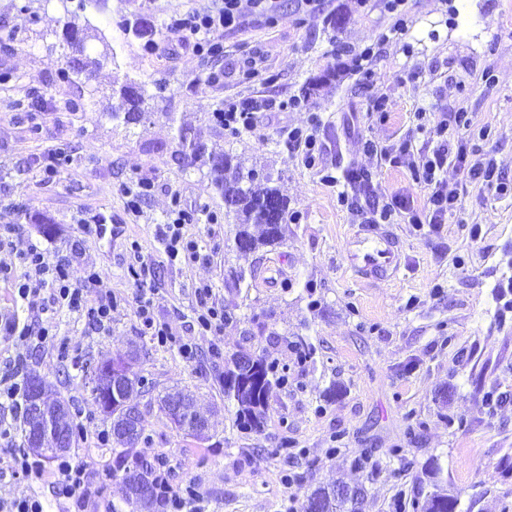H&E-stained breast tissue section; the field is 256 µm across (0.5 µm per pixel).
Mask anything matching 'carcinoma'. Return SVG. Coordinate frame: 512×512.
<instances>
[{
  "label": "carcinoma",
  "instance_id": "cac0c4a2",
  "mask_svg": "<svg viewBox=\"0 0 512 512\" xmlns=\"http://www.w3.org/2000/svg\"><path fill=\"white\" fill-rule=\"evenodd\" d=\"M116 27L125 35L131 32L142 39V49L146 52L153 49L155 38L162 36V29L147 26L136 18H123L116 22ZM96 37L98 29L94 27L66 25L62 30V41L72 50V54L66 61V67L58 73V78L73 82L80 77L87 80L92 77L93 62L85 56V48L87 41ZM334 76L336 70L333 69L310 78L302 88V97L306 99L317 94ZM112 98L115 102L109 107L108 114L114 121L130 125L151 116V112L144 107L145 90L134 81H127L119 88L112 89ZM175 139L176 154L182 164L207 168L210 185L224 202V218L230 221L233 240L245 243V246L236 248L237 252L247 254L263 247L274 248L284 244L292 211L288 198L281 193L277 179L267 165L256 161L248 165L230 153H208L204 144L192 136V128L185 124L177 128ZM240 359L239 352L224 356V373L220 383L224 387V399L235 408L237 425L244 430L257 432L263 427L268 409L274 366L264 357H256L258 369L255 374L261 376V381L248 385L246 380L250 376L243 374ZM175 404L183 408V420L175 423V428L196 440L205 439L199 432L200 415L189 395L166 392L159 398V409L164 413ZM106 415L112 417V452L116 463L112 473H121L127 499L139 512H161V499L156 489H151L147 495L138 493L136 489V482L142 477L154 483V468L142 461L130 463L126 455V449L149 441V437L145 436L143 412L135 403L127 407L115 404L106 408ZM120 426L123 427L121 432L118 431ZM363 495L362 487H351L343 492L338 490L337 484H327L310 493L306 510L309 512L313 500L318 499L319 512H356V504ZM416 507L420 512H456L457 499L446 493L433 492L417 502Z\"/></svg>",
  "mask_w": 512,
  "mask_h": 512
}]
</instances>
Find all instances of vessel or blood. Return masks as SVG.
I'll return each instance as SVG.
<instances>
[{"mask_svg": "<svg viewBox=\"0 0 512 512\" xmlns=\"http://www.w3.org/2000/svg\"><path fill=\"white\" fill-rule=\"evenodd\" d=\"M347 265L356 275L386 281L401 267L402 251L398 241L375 224H365L348 239Z\"/></svg>", "mask_w": 512, "mask_h": 512, "instance_id": "obj_1", "label": "vessel or blood"}]
</instances>
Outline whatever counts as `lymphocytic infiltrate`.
Returning <instances> with one entry per match:
<instances>
[{
  "instance_id": "lymphocytic-infiltrate-1",
  "label": "lymphocytic infiltrate",
  "mask_w": 512,
  "mask_h": 512,
  "mask_svg": "<svg viewBox=\"0 0 512 512\" xmlns=\"http://www.w3.org/2000/svg\"><path fill=\"white\" fill-rule=\"evenodd\" d=\"M273 0H212L210 7L192 9L171 21L168 33L178 39L194 36V50H201L202 44L211 36L241 25L247 14L256 10L271 8ZM469 127L467 112L457 111L440 116L433 126L418 124V132L424 133L428 149L415 153L412 140L397 145H382L366 140L367 154L387 159L391 164L406 163L415 184L427 190L426 203L422 209L407 207L397 198H386L375 187L373 173L368 168L355 167L345 179H338L330 173H322L323 183L339 186L338 201L348 210L364 214L373 224H390L395 219L408 223L442 224L454 210L458 199L456 188L450 187L442 176L445 166L467 162L470 179L481 181L496 194L512 195V185L503 182L497 172L496 163L490 153L468 151L464 144H453L448 137L449 126ZM183 211H176L170 224L161 232L164 249L171 262L189 263L199 256V244L184 233ZM20 270L0 266V278L12 282L17 296L33 311H44L46 303L67 309L84 317L90 328L100 329L110 324L119 302L111 293L96 291L99 274L89 268L84 272L85 288L72 284V262L67 256H50L39 245H29L19 255ZM49 291V298H42V291ZM0 452L6 454L12 477L21 482L42 479L44 469L40 460L28 454L15 443L10 429L0 430ZM58 477L54 482L59 497L74 501L77 506L87 507L90 502L102 496L106 485V473L95 471L88 466L61 459L57 466Z\"/></svg>"
}]
</instances>
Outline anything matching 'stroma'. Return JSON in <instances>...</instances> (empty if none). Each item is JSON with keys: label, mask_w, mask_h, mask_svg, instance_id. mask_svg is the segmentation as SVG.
Returning a JSON list of instances; mask_svg holds the SVG:
<instances>
[{"label": "stroma", "mask_w": 512, "mask_h": 512, "mask_svg": "<svg viewBox=\"0 0 512 512\" xmlns=\"http://www.w3.org/2000/svg\"><path fill=\"white\" fill-rule=\"evenodd\" d=\"M40 17L31 24L22 4ZM211 0H0V233L12 230L13 246L0 264L38 243L50 254H73L74 287L95 268L97 288L121 305L109 327L89 328L66 311L34 316L10 282L0 280V377L23 369L43 377L59 396L73 400L83 424L66 454L73 461L111 471V448L95 431L111 427L100 412L81 367L87 360L137 349L133 369L148 385L190 392L210 422L209 438L193 439L172 428L151 395L140 399L149 442L130 458L169 471L173 483L193 481L199 491L191 512H305L308 495L335 480L366 490L359 512H415L432 486L424 474L437 460L440 478L458 500L456 512H512V198H499L462 169L448 167L460 194L456 212L439 229L390 224L403 263L390 280L372 282L351 272L344 247L361 222L342 208L335 188L324 185L288 147L289 128L322 124V165L341 172L356 162L371 169L380 191L422 207L426 192L407 169L365 154L363 143L383 144L413 136L419 110L466 109L471 126L455 138L480 145L512 182V0H411L412 25L399 41L376 46L368 74L356 69L351 48L363 45L390 18L378 0H320L312 13L297 0H275L269 12L247 15L241 28L220 36L219 56L205 58L162 37L153 54L141 42L104 25L107 17H139L162 25L173 16L209 6ZM101 26L103 41L86 55L101 60L111 45L116 61L101 60L90 84L58 81L67 48L57 38L65 23ZM335 69V79L302 110H280L299 96L309 78ZM493 73L485 86L482 76ZM142 84L150 120L113 122L106 112L113 87ZM89 97L85 111L68 101ZM386 98L389 112L372 111ZM43 110H34L33 100ZM259 102L254 124L239 137L218 134L209 120L221 101ZM174 121H166V113ZM192 124L213 153L253 155L270 164L290 207L301 215L288 227L287 245L245 256L233 247L224 203L198 169L172 157L175 122ZM69 160L53 178L41 163L59 145ZM151 185L139 212L127 191ZM194 214L185 227L200 258L170 262L157 234L168 223L173 196ZM51 216L28 224L14 205ZM105 217L111 235L85 237L83 227ZM480 235H472V226ZM154 268L155 313L195 360L178 345L157 346L140 331L136 313L142 286L128 271L131 243ZM246 285L228 292L229 270ZM291 288H282V281ZM227 318L222 333L200 331L196 317L200 283ZM55 326L70 357L17 346L6 324ZM244 350L273 362L282 383L273 385L260 431L241 429L224 399L219 375L226 354ZM45 477L17 483L0 455V498L19 491L40 496L48 512H67L52 481L56 460H44Z\"/></svg>", "instance_id": "stroma-1"}]
</instances>
